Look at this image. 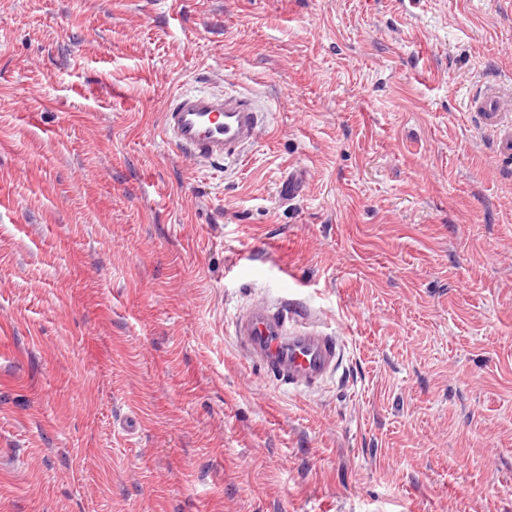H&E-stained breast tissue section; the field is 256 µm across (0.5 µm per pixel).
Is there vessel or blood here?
Returning <instances> with one entry per match:
<instances>
[{
    "label": "vessel or blood",
    "instance_id": "vessel-or-blood-1",
    "mask_svg": "<svg viewBox=\"0 0 512 512\" xmlns=\"http://www.w3.org/2000/svg\"><path fill=\"white\" fill-rule=\"evenodd\" d=\"M470 111L486 125L500 123L508 106L492 87L472 92ZM264 115L251 96L185 92L167 103L162 135L198 163L212 165L240 153L257 138ZM238 343L278 385L303 391L330 373L341 357L339 337L308 329L266 304L249 308L236 321Z\"/></svg>",
    "mask_w": 512,
    "mask_h": 512
}]
</instances>
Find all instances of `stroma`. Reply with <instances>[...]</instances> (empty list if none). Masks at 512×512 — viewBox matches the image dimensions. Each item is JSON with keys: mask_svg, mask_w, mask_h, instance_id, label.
Masks as SVG:
<instances>
[{"mask_svg": "<svg viewBox=\"0 0 512 512\" xmlns=\"http://www.w3.org/2000/svg\"><path fill=\"white\" fill-rule=\"evenodd\" d=\"M485 82L512 0H0V512H512ZM195 89L268 113L218 167L159 133ZM255 302L341 337L321 385ZM294 317L264 303L236 321V336L246 357L279 386L306 391L321 382L341 357L340 337L309 330Z\"/></svg>", "mask_w": 512, "mask_h": 512, "instance_id": "1", "label": "stroma"}]
</instances>
